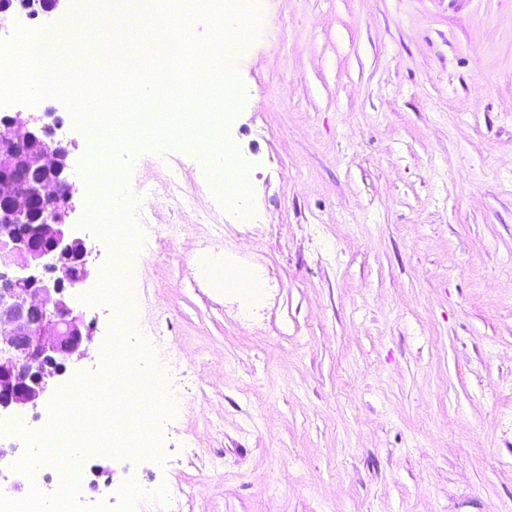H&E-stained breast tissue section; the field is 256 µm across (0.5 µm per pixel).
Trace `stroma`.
<instances>
[{"label":"stroma","instance_id":"35a3bbf8","mask_svg":"<svg viewBox=\"0 0 512 512\" xmlns=\"http://www.w3.org/2000/svg\"><path fill=\"white\" fill-rule=\"evenodd\" d=\"M242 3L244 101L222 128L251 213L191 147L139 152L125 191L150 248L118 289L99 286L115 245L86 221V134L45 103L71 149L91 274L68 293L92 335L41 401L117 340L174 386L147 431L160 455L85 458L115 491L81 512H512V0ZM228 262L258 273L254 298L225 286ZM97 400L104 431H143L133 394ZM131 480L179 495L132 509Z\"/></svg>","mask_w":512,"mask_h":512}]
</instances>
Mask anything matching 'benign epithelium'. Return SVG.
I'll list each match as a JSON object with an SVG mask.
<instances>
[{"label": "benign epithelium", "instance_id": "obj_1", "mask_svg": "<svg viewBox=\"0 0 512 512\" xmlns=\"http://www.w3.org/2000/svg\"><path fill=\"white\" fill-rule=\"evenodd\" d=\"M70 8L71 0H0V29L20 12L35 20ZM41 121L0 114V412L36 407L62 361L84 355V318L66 290L88 277L90 250L69 231L73 196L57 191L69 182V149Z\"/></svg>", "mask_w": 512, "mask_h": 512}]
</instances>
